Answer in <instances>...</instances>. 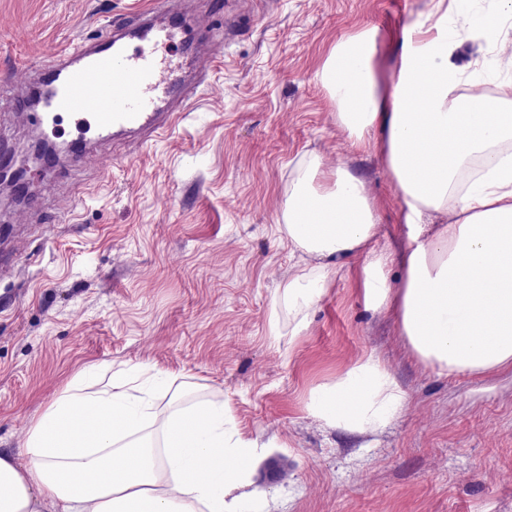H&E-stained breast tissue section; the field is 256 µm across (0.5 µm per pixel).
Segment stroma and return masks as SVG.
Returning a JSON list of instances; mask_svg holds the SVG:
<instances>
[{
  "label": "stroma",
  "mask_w": 512,
  "mask_h": 512,
  "mask_svg": "<svg viewBox=\"0 0 512 512\" xmlns=\"http://www.w3.org/2000/svg\"><path fill=\"white\" fill-rule=\"evenodd\" d=\"M149 4L0 0V134L33 196L0 192V448L18 451L77 375L148 367L258 443L256 512H512L511 369L420 362L392 315L366 309L362 254L302 334L272 307L300 259L279 219L305 152L363 177L379 246L406 248L381 155L353 151L315 75L360 30L389 49L428 0H197L224 50L184 119L148 141L88 140L53 170L30 162L24 62ZM370 354L404 392L401 414L374 434L317 421L316 389Z\"/></svg>",
  "instance_id": "35a3bbf8"
}]
</instances>
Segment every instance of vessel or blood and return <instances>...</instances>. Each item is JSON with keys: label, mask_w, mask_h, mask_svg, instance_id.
<instances>
[{"label": "vessel or blood", "mask_w": 512, "mask_h": 512, "mask_svg": "<svg viewBox=\"0 0 512 512\" xmlns=\"http://www.w3.org/2000/svg\"><path fill=\"white\" fill-rule=\"evenodd\" d=\"M149 13L170 20L179 16L173 0H157L149 12L112 22L74 49H60L47 65L31 64V71L48 79L49 103L45 111H25L26 121L40 127L50 115H68L81 142L90 135L165 134L181 119L180 104L198 93L176 75L180 55L195 46L162 34L146 21Z\"/></svg>", "instance_id": "obj_1"}]
</instances>
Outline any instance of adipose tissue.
<instances>
[{"label":"adipose tissue","mask_w":512,"mask_h":512,"mask_svg":"<svg viewBox=\"0 0 512 512\" xmlns=\"http://www.w3.org/2000/svg\"><path fill=\"white\" fill-rule=\"evenodd\" d=\"M497 3L482 11L477 0H430L385 51L395 62L388 88L376 75L383 51L373 28L337 42L317 73L351 147L380 148L409 244L397 255L378 248L364 181L344 166L327 174L318 155L301 157L281 222L306 261L274 296L293 334L307 328L333 271L362 252L367 308L395 310L426 365L470 374L512 367V78L499 81L494 112H471L461 91L484 79L451 61L464 39L496 42L499 10L512 0ZM452 14L468 28L449 22ZM419 143L430 159L416 154ZM172 385L160 371L136 386L122 375L73 380L29 428L25 464L0 453V512H242L254 443L227 439L223 406L203 414L168 401ZM404 403L370 355L319 387L310 410L327 426L365 433Z\"/></svg>","instance_id":"obj_1"}]
</instances>
